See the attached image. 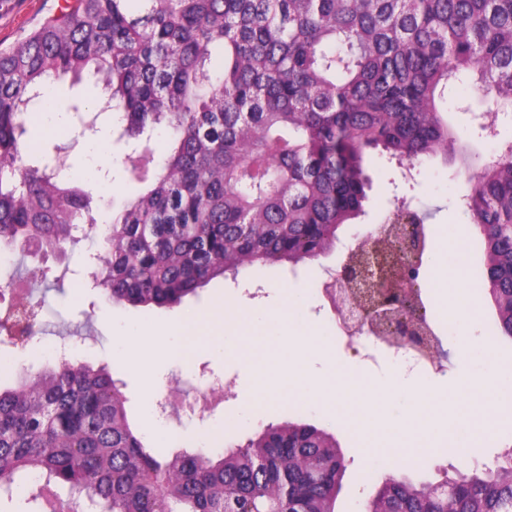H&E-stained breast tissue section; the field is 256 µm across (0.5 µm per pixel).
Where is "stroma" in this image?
<instances>
[{
    "label": "stroma",
    "mask_w": 512,
    "mask_h": 512,
    "mask_svg": "<svg viewBox=\"0 0 512 512\" xmlns=\"http://www.w3.org/2000/svg\"><path fill=\"white\" fill-rule=\"evenodd\" d=\"M63 2L0 0V48H9L56 17ZM445 106L462 140L468 142H479L476 114L495 109L492 98H479L465 83L449 92ZM34 127L36 133L28 143V152H39L63 140L70 142V161L76 175L83 179L92 178L94 192L103 204L100 215L102 219H109L111 200L132 190L122 178L120 167L112 163L116 151L111 147L109 131H101L90 140L78 141L69 127L57 126L42 117L35 120ZM479 144L484 159H496L495 143ZM369 166L373 178L367 206L369 214L361 223L348 226L335 249L305 261L293 272L283 265H267L252 268L234 282L213 280L199 289L197 296L172 308L116 305L107 302L99 291L78 287L77 272L85 262V254L96 247L92 240L84 242L81 248L64 258L52 257L40 265L25 262L19 268L24 279L23 287L33 299L44 303L43 337L37 345L15 349L12 362L38 370L51 363L50 347L67 342L73 346L78 360L108 364L114 378L124 384L134 425L147 445L164 456L182 451H211V433L217 428L224 432L225 445L237 446L245 444L255 432L287 419L300 418L313 423L334 434L346 458L347 470L336 502L337 512H365L376 486L388 474L427 482L434 480L438 466L459 464L465 455L480 463L491 462L505 446L512 444V401L495 402L490 395H483L482 400L491 414L490 431L467 452H460L452 443L442 440L436 444L435 456L429 459H413L396 449L372 458L364 455L359 429L341 410L317 400L300 401L293 397L272 406L254 404L247 361L232 356L216 358L203 347L185 361L166 358L152 362L150 374L159 386V396L171 402L168 415H158L154 410V398L141 393L142 374L131 367L126 352L118 345L122 328L128 322L158 329L172 320L193 316L204 319L218 312L220 303L227 298L246 313L275 309L283 304L286 290L301 288L306 292V299L297 314L316 323L324 335L331 337V361L340 363L347 373L364 375L375 386H385L397 372L393 364L395 347L378 339L371 342L378 359L377 366L371 368L365 365L361 356L362 346L368 343L365 338L356 339L351 346L335 339L328 304L319 293L320 273L327 267L340 269L349 247L381 223L403 200L428 215L427 246L419 286L432 330L440 343H447L454 325L432 268L436 257L453 254L458 235L472 238L478 234L476 226L470 224L459 205V197L468 190L469 184L460 175L456 164L444 163L439 157L416 164L414 180L410 183L380 157H372ZM484 269V255L470 252L466 273L455 284L454 290L479 310L473 335L492 344L497 353L512 355V342L496 337V308L487 292L479 287L484 279ZM483 365L484 359L479 355L466 361L452 355L442 360L440 371L423 374L422 379L432 397H444L458 374L480 373ZM216 383L223 386L217 405L205 413L194 411L193 401L200 389Z\"/></svg>",
    "instance_id": "stroma-1"
}]
</instances>
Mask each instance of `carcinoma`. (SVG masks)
<instances>
[{"instance_id":"obj_1","label":"carcinoma","mask_w":512,"mask_h":512,"mask_svg":"<svg viewBox=\"0 0 512 512\" xmlns=\"http://www.w3.org/2000/svg\"><path fill=\"white\" fill-rule=\"evenodd\" d=\"M93 71L103 96L65 113L112 112L135 191L112 207L91 262L105 298L171 307L256 264L292 267L336 247L366 213L367 157L412 165L453 155L486 258L498 332L512 339V165L474 169L441 103L462 74L512 103V0H74L0 50V251L42 258L86 240L92 192L30 155L33 107ZM166 136L158 154L154 135ZM0 270V338L30 342L41 307ZM0 502L35 512H336V437L269 425L216 456H160L131 426L108 366L0 365ZM40 488L31 492L27 479ZM382 512H512V448L438 478L385 476Z\"/></svg>"}]
</instances>
